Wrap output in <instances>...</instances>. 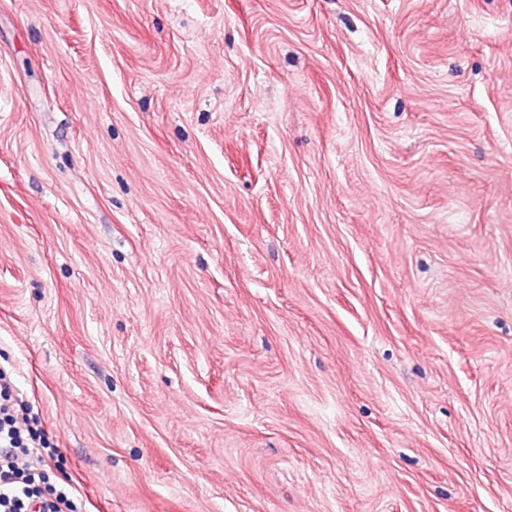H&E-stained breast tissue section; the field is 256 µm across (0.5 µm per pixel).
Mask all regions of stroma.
Instances as JSON below:
<instances>
[{"instance_id":"1","label":"stroma","mask_w":512,"mask_h":512,"mask_svg":"<svg viewBox=\"0 0 512 512\" xmlns=\"http://www.w3.org/2000/svg\"><path fill=\"white\" fill-rule=\"evenodd\" d=\"M0 368L82 512H512V0H0Z\"/></svg>"}]
</instances>
